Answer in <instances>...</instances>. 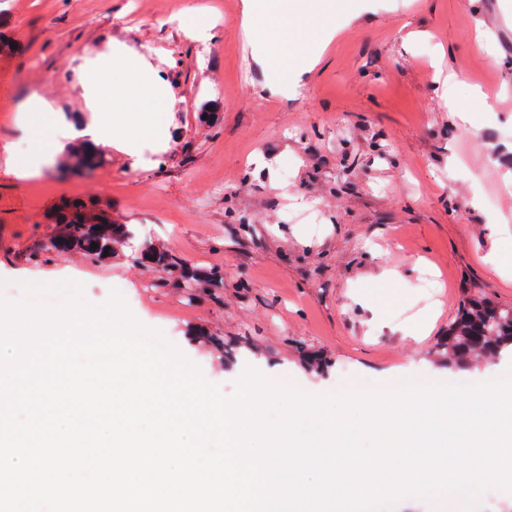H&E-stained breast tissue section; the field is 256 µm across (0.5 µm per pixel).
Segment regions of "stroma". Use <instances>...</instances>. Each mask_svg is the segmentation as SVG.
Wrapping results in <instances>:
<instances>
[{
	"label": "stroma",
	"instance_id": "obj_1",
	"mask_svg": "<svg viewBox=\"0 0 512 512\" xmlns=\"http://www.w3.org/2000/svg\"><path fill=\"white\" fill-rule=\"evenodd\" d=\"M240 2L0 0V299L71 278L97 307L118 289L227 396L250 366L311 395L358 377L475 383L436 349L466 297L512 308V0H342L339 34L294 95L271 93ZM181 9L205 13L212 39H187L170 21ZM115 41L170 86L164 142L143 140L136 164L104 147L90 174L64 175L69 129L92 118L78 75ZM34 95L54 161L19 179L7 160L28 150ZM74 198L220 268L223 288L159 286L126 249L41 254Z\"/></svg>",
	"mask_w": 512,
	"mask_h": 512
}]
</instances>
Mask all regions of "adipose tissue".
<instances>
[{"mask_svg": "<svg viewBox=\"0 0 512 512\" xmlns=\"http://www.w3.org/2000/svg\"><path fill=\"white\" fill-rule=\"evenodd\" d=\"M335 12L336 0H326L320 9L310 0H241L244 30L264 45L256 61L276 76L285 93L297 92L318 50L334 39L335 26H323L321 16ZM80 84L95 117L72 128L71 137L117 147L133 159L138 156L134 144L153 128L156 113L175 107L159 74L122 43L99 54L82 72Z\"/></svg>", "mask_w": 512, "mask_h": 512, "instance_id": "obj_1", "label": "adipose tissue"}]
</instances>
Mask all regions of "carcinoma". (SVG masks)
I'll return each instance as SVG.
<instances>
[{"instance_id":"carcinoma-1","label":"carcinoma","mask_w":512,"mask_h":512,"mask_svg":"<svg viewBox=\"0 0 512 512\" xmlns=\"http://www.w3.org/2000/svg\"><path fill=\"white\" fill-rule=\"evenodd\" d=\"M90 206L79 200L61 202L52 215L58 224L55 234L45 239L40 250L46 254H59L62 247L75 246L92 258L104 257V250L114 251L115 245L131 243L134 232L125 224H114L107 212L97 210V224L85 222L84 214ZM101 229H95V226ZM97 248H92V244ZM142 255L159 270L177 275L176 284L188 296L198 288H222L224 278L218 269L196 273L187 268L172 250L145 245ZM448 355V367L463 369L475 361L497 362L512 358V309H505L485 297H469L462 302L448 335L439 344Z\"/></svg>"}]
</instances>
